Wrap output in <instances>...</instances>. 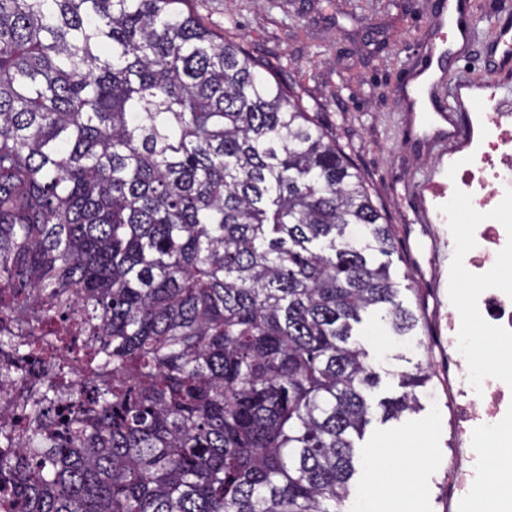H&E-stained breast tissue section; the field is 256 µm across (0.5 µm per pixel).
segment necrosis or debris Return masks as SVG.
<instances>
[{
    "instance_id": "necrosis-or-debris-1",
    "label": "necrosis or debris",
    "mask_w": 512,
    "mask_h": 512,
    "mask_svg": "<svg viewBox=\"0 0 512 512\" xmlns=\"http://www.w3.org/2000/svg\"><path fill=\"white\" fill-rule=\"evenodd\" d=\"M448 179L429 185L435 223L448 227L455 255L450 276L476 283L461 301L448 303V350L461 359L475 336L495 341L512 353V290L495 286L501 266L512 265V113L474 105L463 147L448 155ZM457 433L469 448L467 466L452 479L453 496L464 512H479L491 482L487 464L493 453L512 450L497 431L512 418V380L500 363L457 370Z\"/></svg>"
}]
</instances>
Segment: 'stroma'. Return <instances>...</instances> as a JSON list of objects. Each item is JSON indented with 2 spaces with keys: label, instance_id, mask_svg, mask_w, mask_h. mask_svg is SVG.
I'll use <instances>...</instances> for the list:
<instances>
[{
  "label": "stroma",
  "instance_id": "1",
  "mask_svg": "<svg viewBox=\"0 0 512 512\" xmlns=\"http://www.w3.org/2000/svg\"><path fill=\"white\" fill-rule=\"evenodd\" d=\"M433 0H190L188 7L217 36H231L265 75L301 96L371 187L395 235L390 272L400 298L420 318L414 335L397 336L381 312L363 315L355 338L368 351L378 384L372 401L402 394L400 372L416 362L430 380L420 404L400 420L372 419L355 448L358 473L340 512H396L411 496L415 512H460L448 478L465 450L454 432L448 378V227L421 221L426 186L442 181V151L427 115L407 109L404 78L432 40ZM481 21L474 45L454 60L442 99L466 118L468 102L494 97L512 110V71H495L483 46L512 31V0H470ZM425 457L413 486L387 463L409 449Z\"/></svg>",
  "mask_w": 512,
  "mask_h": 512
}]
</instances>
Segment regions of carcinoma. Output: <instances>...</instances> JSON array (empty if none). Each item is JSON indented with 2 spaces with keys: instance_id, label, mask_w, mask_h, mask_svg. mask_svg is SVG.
<instances>
[{
  "instance_id": "carcinoma-1",
  "label": "carcinoma",
  "mask_w": 512,
  "mask_h": 512,
  "mask_svg": "<svg viewBox=\"0 0 512 512\" xmlns=\"http://www.w3.org/2000/svg\"><path fill=\"white\" fill-rule=\"evenodd\" d=\"M261 70L180 0H0V512H336L418 406L351 341L419 324L390 225Z\"/></svg>"
}]
</instances>
